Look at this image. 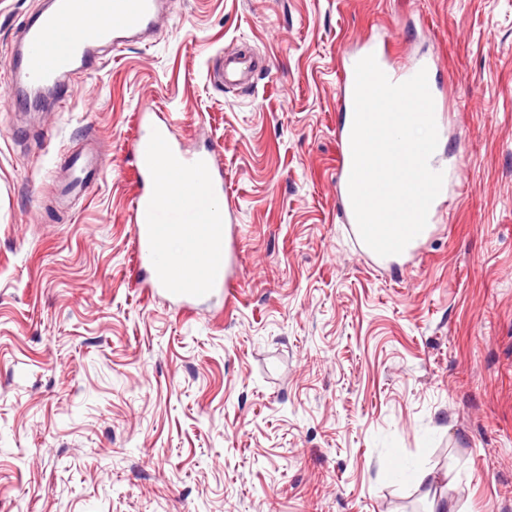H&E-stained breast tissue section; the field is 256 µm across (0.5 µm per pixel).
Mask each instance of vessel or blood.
Segmentation results:
<instances>
[{
  "mask_svg": "<svg viewBox=\"0 0 512 512\" xmlns=\"http://www.w3.org/2000/svg\"><path fill=\"white\" fill-rule=\"evenodd\" d=\"M170 0H49L45 9L24 26L16 50L18 66L11 82L21 93L67 90L71 78L93 66L102 46L120 47L149 39L158 30ZM375 55L380 68L395 83L431 67L418 58L395 66L384 46L367 40L342 55L340 99L354 108L355 64ZM178 113L144 121L130 152L139 176L129 219L134 248L145 272L144 287L190 304L223 294L237 272V240L232 196L224 169L209 152H185L177 137ZM352 167L350 141H343L336 176V193L345 223L355 221L348 181ZM69 191L99 173L98 159L88 153L72 158ZM178 234L180 255H171L167 239Z\"/></svg>",
  "mask_w": 512,
  "mask_h": 512,
  "instance_id": "obj_1",
  "label": "vessel or blood"
}]
</instances>
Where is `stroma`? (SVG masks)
Segmentation results:
<instances>
[{"mask_svg":"<svg viewBox=\"0 0 512 512\" xmlns=\"http://www.w3.org/2000/svg\"><path fill=\"white\" fill-rule=\"evenodd\" d=\"M0 0V512H512V0H174L67 107L9 82ZM434 59L459 195L377 269L338 215L342 49ZM266 63L239 87L230 51ZM179 113L238 205L230 294L138 285L130 145ZM104 165L61 198V153ZM243 62L236 57L224 56V65L216 74V78L221 84H238L245 76Z\"/></svg>","mask_w":512,"mask_h":512,"instance_id":"35a3bbf8","label":"stroma"}]
</instances>
